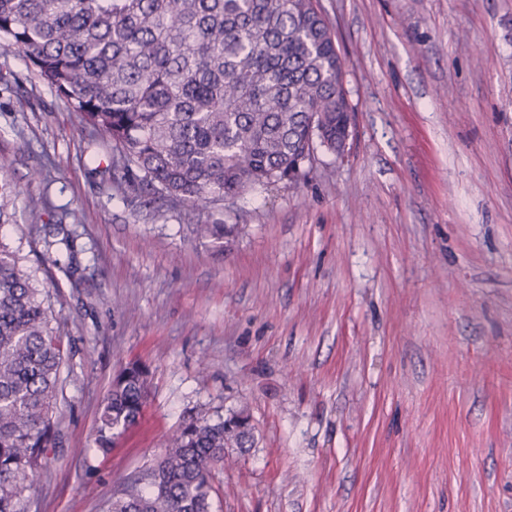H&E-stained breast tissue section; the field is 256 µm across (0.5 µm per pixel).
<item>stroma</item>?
Masks as SVG:
<instances>
[{"instance_id":"35a3bbf8","label":"stroma","mask_w":512,"mask_h":512,"mask_svg":"<svg viewBox=\"0 0 512 512\" xmlns=\"http://www.w3.org/2000/svg\"><path fill=\"white\" fill-rule=\"evenodd\" d=\"M318 7L355 113L345 157L204 209L125 199L97 172L110 143L0 48V240L27 251L68 355L24 512H107L191 415L243 408L255 440L213 469V512H512V0ZM132 363L149 398L104 454L99 410Z\"/></svg>"}]
</instances>
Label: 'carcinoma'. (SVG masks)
I'll list each match as a JSON object with an SVG mask.
<instances>
[{"label":"carcinoma","instance_id":"1","mask_svg":"<svg viewBox=\"0 0 512 512\" xmlns=\"http://www.w3.org/2000/svg\"><path fill=\"white\" fill-rule=\"evenodd\" d=\"M0 48L24 55L112 143L113 182L191 208L306 175L316 146L341 155L352 108L335 34L315 0H0ZM11 184L0 179V228ZM200 238L234 227L198 224ZM50 294L0 240V512H23L47 451L65 360ZM147 371L123 368L101 408L104 454L135 424ZM242 409L192 417L108 512H211L224 449L251 446Z\"/></svg>","mask_w":512,"mask_h":512}]
</instances>
